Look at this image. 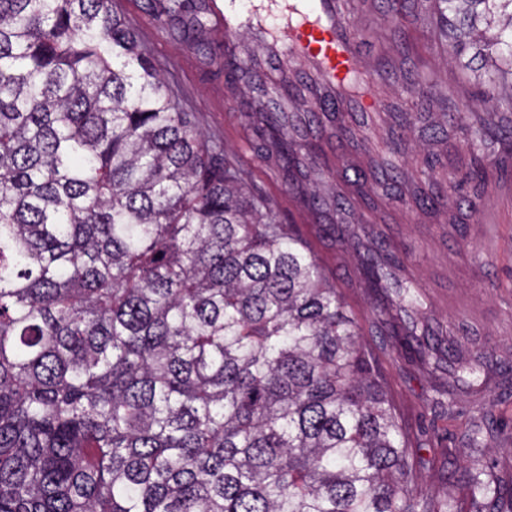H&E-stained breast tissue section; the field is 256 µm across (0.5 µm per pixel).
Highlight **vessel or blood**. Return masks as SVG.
<instances>
[{"label": "vessel or blood", "mask_w": 512, "mask_h": 512, "mask_svg": "<svg viewBox=\"0 0 512 512\" xmlns=\"http://www.w3.org/2000/svg\"><path fill=\"white\" fill-rule=\"evenodd\" d=\"M214 27L227 47L249 44L251 35L265 30L268 14L281 18L283 26L273 36L266 57L269 64H297L306 79L319 85L320 98H343L347 111L373 114L376 101L353 96V80L373 81L376 72L364 61L340 0H268L265 10L243 13L236 0H208Z\"/></svg>", "instance_id": "vessel-or-blood-1"}]
</instances>
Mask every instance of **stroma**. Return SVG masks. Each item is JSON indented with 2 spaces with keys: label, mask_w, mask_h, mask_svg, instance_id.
<instances>
[{
  "label": "stroma",
  "mask_w": 512,
  "mask_h": 512,
  "mask_svg": "<svg viewBox=\"0 0 512 512\" xmlns=\"http://www.w3.org/2000/svg\"><path fill=\"white\" fill-rule=\"evenodd\" d=\"M355 3L349 21L361 37L366 59L378 68L379 83L370 87V94L377 97L379 107L393 102L412 113V124L404 132L408 143L426 145L438 158L440 172L457 176L459 159L469 155L465 127L447 122L436 104H415L406 87L408 79L422 80L433 86L435 95L451 99L477 90L479 83L469 67L474 49H465L457 65L439 66L445 42L435 28L429 25L418 32L403 24L396 39L408 46L409 55L401 70L386 67L375 31L391 17L381 0ZM125 18L186 110L200 119L208 137L223 142L227 157L244 170L249 185L269 200L275 213L287 218L288 188L277 168L257 156L240 93L227 89L223 74L197 49L180 43L155 14L141 7ZM363 219L367 231L381 234L402 258V273L417 284L425 319L443 331L440 349L459 342L472 351L495 353L492 362L465 374L466 385L456 397L453 413L434 417L424 392L431 378L447 379V370L397 357L395 338L379 336L371 328L373 304L360 279L358 252L353 245L315 234L312 248L354 308L364 341L388 349L381 362L403 425L412 434L425 436L422 494L440 498L453 491L454 512H469L468 489L448 485L451 472L467 460L463 436L485 408L498 422L512 426V169L485 185L475 207L423 210L399 187L380 196L377 209Z\"/></svg>",
  "instance_id": "obj_1"
}]
</instances>
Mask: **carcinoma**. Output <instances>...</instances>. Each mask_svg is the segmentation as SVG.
<instances>
[{"mask_svg":"<svg viewBox=\"0 0 512 512\" xmlns=\"http://www.w3.org/2000/svg\"><path fill=\"white\" fill-rule=\"evenodd\" d=\"M468 5L444 30L511 59L479 104L450 113L470 156L512 163V0ZM203 0H147L181 43L204 44ZM497 8L490 39L476 7ZM224 82L241 65L209 49ZM276 93L306 105L313 88ZM242 99L256 149L336 228L403 178L402 141L366 148L352 190L321 191L311 165L362 145L347 112H269ZM408 188L423 209L475 208L427 154ZM389 250L360 257L372 324L424 365L422 302ZM295 224L249 191L172 92L116 0H0V512H448L419 492L421 439L399 422L378 360ZM460 376L431 385L451 405ZM471 512H512V482L483 463L512 435L484 417L465 434Z\"/></svg>","mask_w":512,"mask_h":512,"instance_id":"1","label":"carcinoma"}]
</instances>
